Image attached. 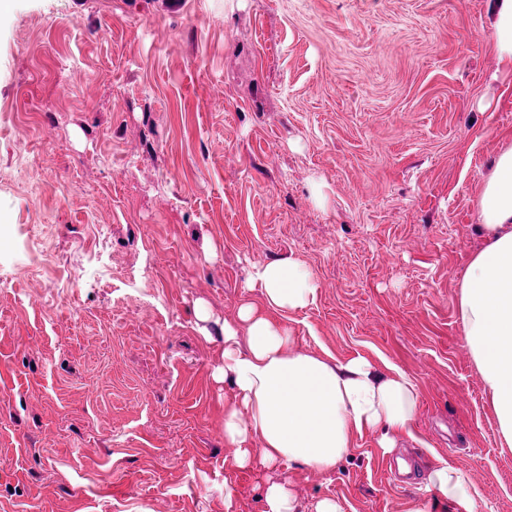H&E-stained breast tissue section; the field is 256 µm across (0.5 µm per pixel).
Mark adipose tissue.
Instances as JSON below:
<instances>
[{
  "instance_id": "obj_1",
  "label": "adipose tissue",
  "mask_w": 512,
  "mask_h": 512,
  "mask_svg": "<svg viewBox=\"0 0 512 512\" xmlns=\"http://www.w3.org/2000/svg\"><path fill=\"white\" fill-rule=\"evenodd\" d=\"M491 37L498 67L512 72V0H492ZM483 247L461 282L459 310L465 343L494 410L498 433L512 447V144L497 154L479 200ZM251 282L262 305L244 302L238 320L222 331L224 440L235 462L265 468L300 465L328 473L353 447V437L381 430L379 446L391 452L395 435L412 434L419 412L413 379L403 371L379 372L358 357L293 351L288 325L273 312L305 308L317 297L313 272L300 260L254 263ZM426 490L448 512H475L468 473L432 468Z\"/></svg>"
}]
</instances>
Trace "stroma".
I'll return each instance as SVG.
<instances>
[{"instance_id":"35a3bbf8","label":"stroma","mask_w":512,"mask_h":512,"mask_svg":"<svg viewBox=\"0 0 512 512\" xmlns=\"http://www.w3.org/2000/svg\"><path fill=\"white\" fill-rule=\"evenodd\" d=\"M490 0H9L0 12V512H404L437 461L512 512L460 282L512 143ZM298 259L301 353L417 384L413 436L239 468L225 323ZM232 502H225V489ZM295 497L289 487L288 478L270 482L264 491V512H295Z\"/></svg>"}]
</instances>
